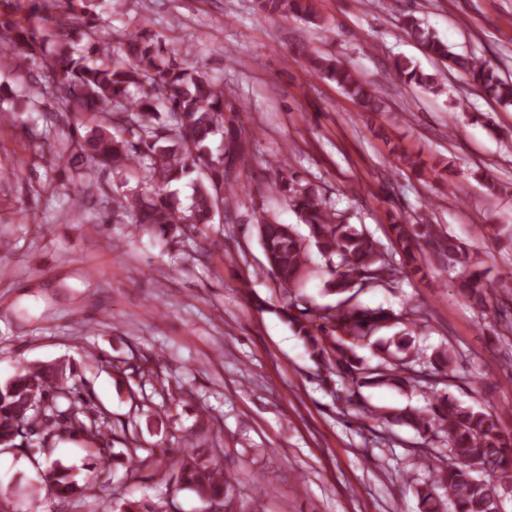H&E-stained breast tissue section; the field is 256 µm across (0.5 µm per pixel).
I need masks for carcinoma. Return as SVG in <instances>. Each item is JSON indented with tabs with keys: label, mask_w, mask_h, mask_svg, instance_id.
Returning a JSON list of instances; mask_svg holds the SVG:
<instances>
[{
	"label": "carcinoma",
	"mask_w": 512,
	"mask_h": 512,
	"mask_svg": "<svg viewBox=\"0 0 512 512\" xmlns=\"http://www.w3.org/2000/svg\"><path fill=\"white\" fill-rule=\"evenodd\" d=\"M264 11L292 15L306 21L316 18L314 0H257ZM25 16H0V71L26 82L31 69L42 70V87L49 89L61 111L35 108L33 95L20 93L0 99L8 111L26 108L44 121L70 124L62 152L70 155L67 187L72 206L84 212L86 193L92 187L87 165L109 170L119 177V190L112 208L125 212L134 233L163 239L190 233L214 223L226 202L236 195L241 171L249 168L251 139L239 125L240 108L224 93V86L188 61L185 48L168 43L140 29L104 32L102 11L112 9V0H27L15 3ZM404 33L423 52L465 71L483 93L500 105L512 106V77L501 76L494 64L473 57L463 58L441 41L422 19L409 13L401 24ZM121 56L115 57L111 45ZM298 54L307 59L312 74L336 84L341 92L366 112L384 111L383 100L363 75L341 59L325 57L302 46ZM393 72L403 83L438 94L443 90L436 73L422 70L411 60L394 61ZM398 161L415 178L436 177L418 157L395 145ZM276 174L272 187L288 195V205L309 229V239L325 256L338 259L331 270L328 290L342 296L335 309L320 312L305 307L293 314V289L306 276L309 245L290 224H280L275 215H255L259 241L273 282L284 295L282 316L303 342L310 356L327 374L351 385H387L398 389L416 387L424 378L415 369L423 363L411 326L392 338L376 341L380 359L370 365L357 349L370 344L374 334L397 320L383 309H366L354 302L359 290L382 285L410 272L424 274L438 263L455 273L457 292L481 318L496 317L498 325L512 334V310L494 303L496 286L485 277V260L465 243L427 217L410 224L390 225L395 254H383L373 236L348 223L335 212L326 195L302 183L280 158L269 162ZM198 173L193 180L190 205H183L171 186ZM135 187H128L129 178ZM459 362L451 346H441L429 357L431 372L453 380ZM73 366L66 360L28 364L0 381V448H23L30 437L47 442L66 434L82 435L89 459L105 466L111 458L107 437L112 423L102 413H86L77 405L81 395L67 386ZM391 426H406L426 436L443 434L447 453L420 456L426 479L416 494L419 512H499L501 498L512 490V436L502 428L495 408L464 406L447 392L437 394L424 410H394L384 414ZM186 439L177 470V486L193 492L207 507H226L228 476L219 454L191 450ZM146 455H141L140 451ZM156 462V453L134 440L127 449V468L137 472ZM62 501L84 498L89 484H79L72 468L52 461L40 476V486L29 492L32 499L42 489ZM120 512H158L149 500L130 497Z\"/></svg>",
	"instance_id": "obj_1"
}]
</instances>
